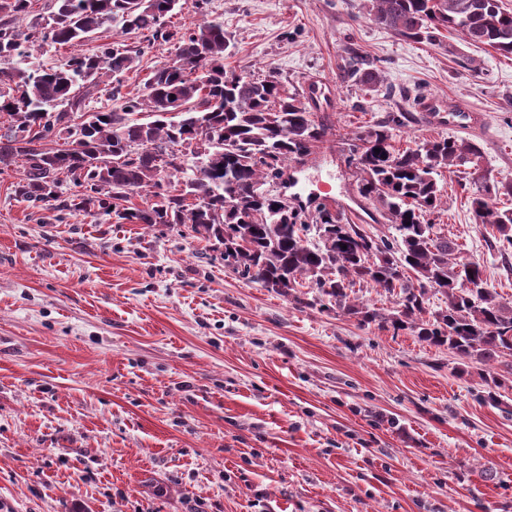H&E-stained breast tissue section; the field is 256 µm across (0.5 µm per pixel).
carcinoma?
<instances>
[{"label": "carcinoma", "mask_w": 512, "mask_h": 512, "mask_svg": "<svg viewBox=\"0 0 512 512\" xmlns=\"http://www.w3.org/2000/svg\"><path fill=\"white\" fill-rule=\"evenodd\" d=\"M376 24L416 41L433 40L440 29L459 33L471 45L512 56V11L502 0H366ZM204 0H51L50 22L27 32L14 26L28 14L29 0H0V165L23 168L13 183L25 201H58L73 212L97 209L117 224H188L224 245V265L251 282L291 295L307 281L312 298L293 296L303 307L329 304L363 323L446 347L483 366L484 382L501 386L495 365L512 358V305L491 288L480 261L461 256L454 240L435 231L444 205L438 182L451 166L474 164L480 147L463 139H423L395 145L387 120L358 132L347 162L361 173L360 194L382 204L396 235L375 239L357 224H344L324 207L313 224L302 221L280 196L263 189L285 163L303 159L325 136L306 96L278 80L229 74L224 24L201 19L184 32L162 18ZM118 20L122 32L147 42L171 43L175 59L149 74L144 93H122L136 56L108 46L95 55L76 54L48 69L15 66L24 44L49 40L76 47L104 24ZM109 79V112H88L86 101ZM377 85L381 73L356 53L340 79ZM82 118L73 137L71 116ZM380 152H375V149ZM81 188L64 196L69 185ZM145 191L142 207L130 195ZM512 196V184L485 185L471 196L478 224L496 229L501 252H512V208L493 198ZM234 204L225 206V200ZM398 296L383 313L349 300L355 284ZM448 300L428 314V292Z\"/></svg>", "instance_id": "obj_1"}]
</instances>
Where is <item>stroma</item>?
I'll return each instance as SVG.
<instances>
[{"label": "stroma", "instance_id": "obj_1", "mask_svg": "<svg viewBox=\"0 0 512 512\" xmlns=\"http://www.w3.org/2000/svg\"><path fill=\"white\" fill-rule=\"evenodd\" d=\"M231 38L226 71L316 88L326 135L272 189L314 216L325 195L372 237L393 235L359 195L355 134L398 116L396 143L447 136L426 94L487 118L468 174L443 172L437 229L512 302V255L475 223L469 193L512 183V56L453 33L413 42L361 0H208ZM139 48L125 89L170 61L119 22L80 47L30 44L46 68L104 44ZM385 87L344 82L351 51ZM0 166V512H512V367L478 401V363L340 309L301 307L225 267L190 228L116 224L18 200Z\"/></svg>", "mask_w": 512, "mask_h": 512}]
</instances>
